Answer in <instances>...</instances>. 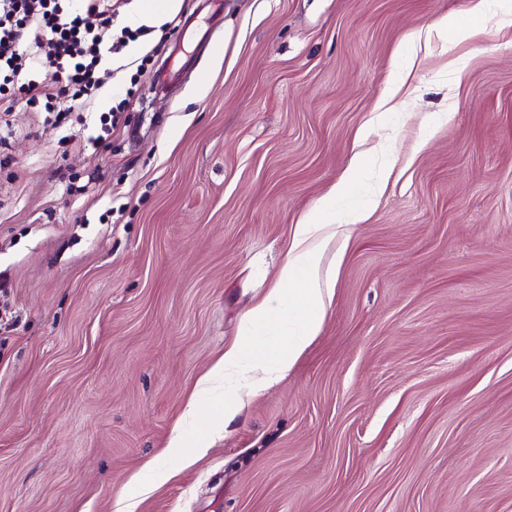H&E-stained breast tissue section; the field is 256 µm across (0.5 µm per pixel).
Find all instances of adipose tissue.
I'll return each instance as SVG.
<instances>
[{"label": "adipose tissue", "instance_id": "ef3b65f1", "mask_svg": "<svg viewBox=\"0 0 512 512\" xmlns=\"http://www.w3.org/2000/svg\"><path fill=\"white\" fill-rule=\"evenodd\" d=\"M368 218L367 210L336 212L315 204L294 225L286 258L269 295L245 315L241 338L225 349L199 380V390L224 384V416L209 421L196 443L197 452L221 435L242 403L241 389L262 390L280 382L319 336L336 288L335 270H322L321 257L329 243L346 252L353 227ZM270 330L272 343L256 341L259 330Z\"/></svg>", "mask_w": 512, "mask_h": 512}]
</instances>
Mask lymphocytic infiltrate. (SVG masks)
<instances>
[{"label":"lymphocytic infiltrate","mask_w":512,"mask_h":512,"mask_svg":"<svg viewBox=\"0 0 512 512\" xmlns=\"http://www.w3.org/2000/svg\"><path fill=\"white\" fill-rule=\"evenodd\" d=\"M151 26L113 27L112 0H0V112L16 95L65 119L111 80L114 54Z\"/></svg>","instance_id":"1"}]
</instances>
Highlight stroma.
Masks as SVG:
<instances>
[{"mask_svg": "<svg viewBox=\"0 0 512 512\" xmlns=\"http://www.w3.org/2000/svg\"><path fill=\"white\" fill-rule=\"evenodd\" d=\"M468 0H176L125 101L0 140V512H512V8L456 45ZM215 16L216 54L195 55ZM405 79L393 110L379 111ZM352 231L321 334L224 408L196 383L272 287L292 226L352 160ZM199 416L183 421L190 396ZM169 471L155 483L147 463ZM125 101H118L115 105H112L107 112L110 114V119L103 122L101 119V126L98 133L95 136L89 138L90 143L95 149L100 148L103 143H106L112 138V128L115 125L117 116L123 111Z\"/></svg>", "mask_w": 512, "mask_h": 512, "instance_id": "1", "label": "stroma"}]
</instances>
